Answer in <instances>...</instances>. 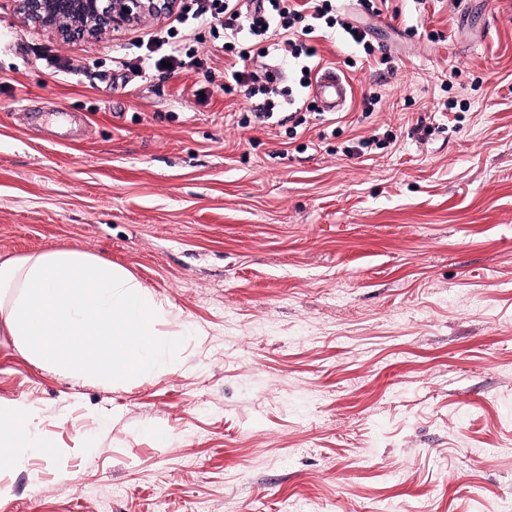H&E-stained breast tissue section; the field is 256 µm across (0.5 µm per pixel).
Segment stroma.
Segmentation results:
<instances>
[{
	"instance_id": "stroma-1",
	"label": "stroma",
	"mask_w": 512,
	"mask_h": 512,
	"mask_svg": "<svg viewBox=\"0 0 512 512\" xmlns=\"http://www.w3.org/2000/svg\"><path fill=\"white\" fill-rule=\"evenodd\" d=\"M394 4L343 0L391 66L317 40L352 96L291 138L238 127L255 101L227 86L209 27L190 40L203 72L146 75L136 44L167 20L67 43L0 5V261L107 259L196 331L173 372L115 386L54 372L0 327V402L31 405L49 445L0 512L512 499V18L493 0ZM421 117L437 128L420 140ZM377 131L396 143L344 154Z\"/></svg>"
}]
</instances>
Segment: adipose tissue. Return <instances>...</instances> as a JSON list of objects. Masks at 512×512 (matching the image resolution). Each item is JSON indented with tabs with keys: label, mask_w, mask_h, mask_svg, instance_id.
Returning <instances> with one entry per match:
<instances>
[{
	"label": "adipose tissue",
	"mask_w": 512,
	"mask_h": 512,
	"mask_svg": "<svg viewBox=\"0 0 512 512\" xmlns=\"http://www.w3.org/2000/svg\"><path fill=\"white\" fill-rule=\"evenodd\" d=\"M35 412L21 403L0 404V474L24 467L45 453L47 444L38 432Z\"/></svg>",
	"instance_id": "ef3b65f1"
}]
</instances>
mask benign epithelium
<instances>
[{
  "label": "benign epithelium",
  "mask_w": 512,
  "mask_h": 512,
  "mask_svg": "<svg viewBox=\"0 0 512 512\" xmlns=\"http://www.w3.org/2000/svg\"><path fill=\"white\" fill-rule=\"evenodd\" d=\"M35 29L63 42L99 40L177 11L179 0H7Z\"/></svg>",
  "instance_id": "obj_1"
}]
</instances>
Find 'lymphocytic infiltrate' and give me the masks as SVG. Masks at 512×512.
I'll return each instance as SVG.
<instances>
[{
  "mask_svg": "<svg viewBox=\"0 0 512 512\" xmlns=\"http://www.w3.org/2000/svg\"><path fill=\"white\" fill-rule=\"evenodd\" d=\"M176 26L148 34L143 60L146 70L169 62L172 70L202 67L193 48L178 39L179 27L207 24L224 35L223 49L232 60L224 66L229 83L260 97L254 115H241L239 126L251 122L286 124V111H306L307 105L292 88L271 72L251 67L252 57L269 58L299 70L298 86L309 88L320 60L315 39L343 32L354 44L366 42L367 34L348 22L336 8V0H184Z\"/></svg>",
  "mask_w": 512,
  "mask_h": 512,
  "instance_id": "1",
  "label": "lymphocytic infiltrate"
}]
</instances>
